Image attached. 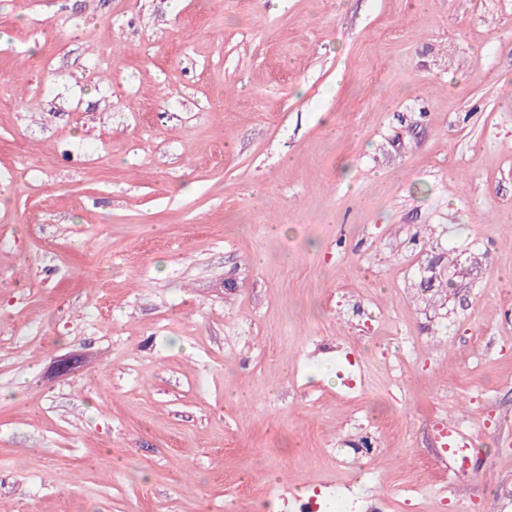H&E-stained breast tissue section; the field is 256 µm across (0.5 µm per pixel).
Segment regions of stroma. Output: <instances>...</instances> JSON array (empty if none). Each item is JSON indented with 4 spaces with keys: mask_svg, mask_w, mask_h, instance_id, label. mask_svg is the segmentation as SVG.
I'll return each mask as SVG.
<instances>
[{
    "mask_svg": "<svg viewBox=\"0 0 512 512\" xmlns=\"http://www.w3.org/2000/svg\"><path fill=\"white\" fill-rule=\"evenodd\" d=\"M0 197V512H512V0H0Z\"/></svg>",
    "mask_w": 512,
    "mask_h": 512,
    "instance_id": "35a3bbf8",
    "label": "stroma"
}]
</instances>
